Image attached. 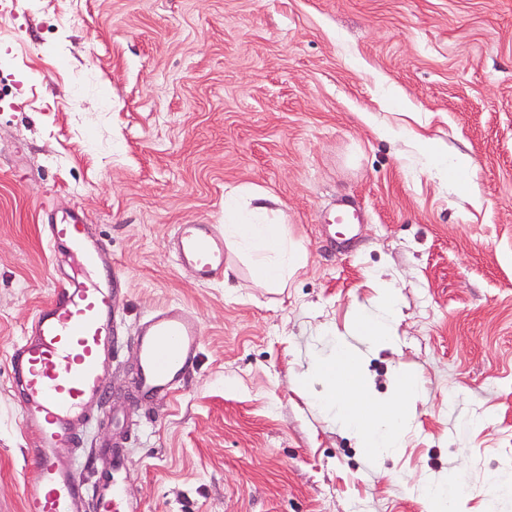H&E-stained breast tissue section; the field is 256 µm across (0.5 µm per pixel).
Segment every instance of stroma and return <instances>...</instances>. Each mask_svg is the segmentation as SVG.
Returning a JSON list of instances; mask_svg holds the SVG:
<instances>
[{
  "mask_svg": "<svg viewBox=\"0 0 512 512\" xmlns=\"http://www.w3.org/2000/svg\"><path fill=\"white\" fill-rule=\"evenodd\" d=\"M81 21L63 24L73 5ZM0 512L37 480L9 351L59 285L43 210L84 211L121 278L112 363L79 464L114 449L143 512H423L455 472L466 512L512 476V0H0ZM468 157L480 203L429 176L410 131ZM275 196L306 254L287 288L245 265L198 283L167 244L220 224L224 194ZM354 203L361 223L327 218ZM394 282L395 341L372 393L422 391L404 446L369 460L296 379L331 357L372 273ZM198 318L171 398L134 387L139 323Z\"/></svg>",
  "mask_w": 512,
  "mask_h": 512,
  "instance_id": "obj_1",
  "label": "stroma"
}]
</instances>
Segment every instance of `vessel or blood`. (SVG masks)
<instances>
[{"label":"vessel or blood","instance_id":"vessel-or-blood-1","mask_svg":"<svg viewBox=\"0 0 512 512\" xmlns=\"http://www.w3.org/2000/svg\"><path fill=\"white\" fill-rule=\"evenodd\" d=\"M44 234L49 245H65L68 271L10 353L12 385L30 438L26 456L38 474L24 493V512H142L114 477L128 465L123 455L113 453L108 472L90 484L68 454L93 420L88 407L100 398L103 368L114 350L112 255L79 210L52 214ZM173 250L197 282L223 278L224 233L217 225H180ZM199 344V323L183 308L143 321L135 339L138 391L174 395Z\"/></svg>","mask_w":512,"mask_h":512}]
</instances>
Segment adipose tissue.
Listing matches in <instances>:
<instances>
[{
    "mask_svg": "<svg viewBox=\"0 0 512 512\" xmlns=\"http://www.w3.org/2000/svg\"><path fill=\"white\" fill-rule=\"evenodd\" d=\"M411 140L441 179L478 196L479 189L469 175L465 157L448 155L433 139L419 133L412 134ZM268 199V194L260 190L230 188L224 195V243L248 261L253 283L283 288L303 265L305 255L289 239L279 210L268 206ZM376 292L372 310L354 317L350 333L372 345L388 344L394 339L397 289L394 283L381 281ZM316 383L321 386L317 392L312 389ZM297 386L313 391L319 406L337 411L356 433L360 446L376 458L395 455L403 448L410 422L409 407L420 390L417 376L400 370L394 376L391 396H373L361 351L345 341L339 342L334 356L314 362L308 374L298 379Z\"/></svg>",
    "mask_w": 512,
    "mask_h": 512,
    "instance_id": "obj_1",
    "label": "adipose tissue"
}]
</instances>
